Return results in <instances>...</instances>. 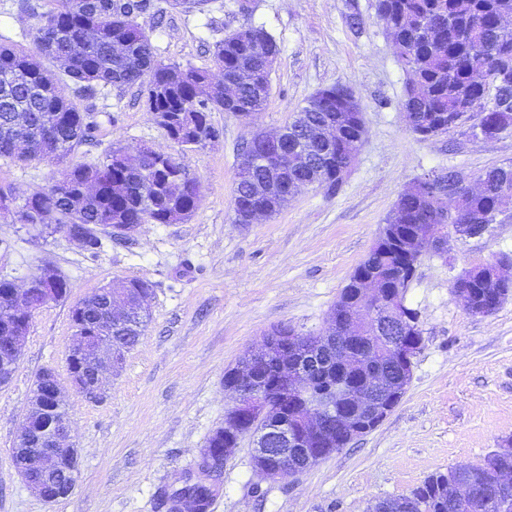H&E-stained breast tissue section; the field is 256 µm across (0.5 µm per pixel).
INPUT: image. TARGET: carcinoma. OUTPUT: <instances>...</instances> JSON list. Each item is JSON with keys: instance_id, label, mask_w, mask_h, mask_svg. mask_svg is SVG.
Segmentation results:
<instances>
[{"instance_id": "carcinoma-1", "label": "carcinoma", "mask_w": 512, "mask_h": 512, "mask_svg": "<svg viewBox=\"0 0 512 512\" xmlns=\"http://www.w3.org/2000/svg\"><path fill=\"white\" fill-rule=\"evenodd\" d=\"M380 20L398 43L399 57L409 76L402 112L408 128L422 138L439 136L465 124L470 115L459 109L463 100L488 98L493 107L480 111L479 125L505 130L512 126V81L479 84L470 71L487 62L491 55L512 54V0H381ZM150 0H59L56 8L41 14L35 24L36 53L11 43H0V158L26 163L46 161L59 167L49 186L27 196V209L11 220L13 224H91L85 252L95 256L102 247L101 234H112V226L174 224L186 220L201 199L200 180L188 166L172 156L158 162V156L141 158L136 170L120 167L122 147L113 148L104 160L69 164L67 158L87 140L92 123L67 96L92 97L112 86L139 84L149 112L168 116L171 131L183 142L197 141L220 133L211 120L214 111L236 109L262 111L270 94V71L254 55L245 38L254 35L278 46L262 27L245 26L230 33L213 47L214 65L231 78L247 69L252 84L240 89L237 106L224 104V88L211 82L210 72L183 69L157 60L150 35L137 17L150 9ZM339 102L325 106L314 98L287 125L302 138H311L317 128L335 115ZM30 112L26 123L17 113ZM306 170L292 169L276 161H264L254 138L241 148L233 211L239 217L248 205H264L270 214L279 212L309 178L322 180L339 189L353 163L339 147L321 148ZM442 183L435 193L405 195L385 219L392 235L380 236L365 259L350 275L339 299L354 297L360 273L375 270L396 280L403 256L396 250L411 234L415 224L458 227L457 214L477 219L494 216L506 200L512 199V165L490 168L481 174L484 189L477 194L459 193L450 170L440 174ZM276 183L282 195H253L265 183ZM487 264L475 265L460 277L468 286L470 306L488 308L502 303L512 293L487 277ZM146 321L122 327L133 349L143 335ZM512 459L488 455L480 464H460L429 476L410 494L383 502L380 512H458L448 490L450 482L464 479L479 490L481 512H502L492 482L495 471ZM214 491L207 485L185 483L172 497L208 504Z\"/></svg>"}]
</instances>
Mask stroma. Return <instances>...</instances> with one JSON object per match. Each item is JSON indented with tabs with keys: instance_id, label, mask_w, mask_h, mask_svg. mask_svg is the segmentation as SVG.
<instances>
[{
	"instance_id": "1",
	"label": "stroma",
	"mask_w": 512,
	"mask_h": 512,
	"mask_svg": "<svg viewBox=\"0 0 512 512\" xmlns=\"http://www.w3.org/2000/svg\"><path fill=\"white\" fill-rule=\"evenodd\" d=\"M57 0H0V38L34 50L33 27ZM157 59L213 69L215 42L262 25L279 53L262 112L241 120L210 115L218 141L183 152L147 112L139 86L77 98L93 124L73 159L98 161L115 146L150 145L183 158L202 185L191 217L143 224L97 256L61 232L43 234L0 221V278L22 279L51 267L70 284L67 300L35 313L11 382L0 386V512H169L161 492L195 477L208 437L234 402L224 372L264 334L288 325L321 331L350 274L379 237L400 194L425 175L458 171L474 182L512 163V130L473 136L464 125L423 139L401 110L406 73L376 0H209L204 9L152 0L138 16ZM343 85L364 108L363 146L341 187L317 185L278 214L238 224L232 210L241 145L254 131L287 125L317 90ZM53 168L0 160V186L15 196L46 187ZM507 260L512 276V203L479 237H452L447 256L429 254L405 294L419 313L423 345L400 404L375 430L296 478L271 483L251 465L249 444L226 462L213 512H368L375 501L409 494L427 476L478 464L512 442V296L488 315L465 309L454 283L470 267ZM148 281L151 321L103 399L70 395L71 440L79 452L72 493L40 498L16 471L12 448L39 371L67 381L73 302L122 280Z\"/></svg>"
}]
</instances>
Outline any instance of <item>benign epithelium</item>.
<instances>
[{"label": "benign epithelium", "mask_w": 512, "mask_h": 512, "mask_svg": "<svg viewBox=\"0 0 512 512\" xmlns=\"http://www.w3.org/2000/svg\"><path fill=\"white\" fill-rule=\"evenodd\" d=\"M336 97L343 103L344 115L363 112L354 92L344 86L336 88ZM256 138L271 156L287 157L292 164L308 162L307 152L296 149L288 153L282 132H257ZM45 228L62 231L78 246H84L90 226L87 224H47ZM407 263L401 275H413L422 255L428 251L444 255L448 238L440 224H421L413 233V244L407 247ZM60 274L49 268L26 279L22 288L15 289L10 306L0 308V348L5 353L19 355L31 324L34 298L50 303L58 295ZM355 301L338 304L328 318L327 326L318 334L303 335L291 329L282 333L269 332L257 351L247 352L231 367L232 380L224 387L236 394L234 405L226 411L225 432L234 425L251 422L248 434L251 463L255 472L266 480L277 482L297 477L317 465L322 455L312 453V443H332L340 431L353 441L376 429L403 399L408 383L392 388L378 371L369 369L376 347L388 350L393 359L403 365V372L413 373V359L421 349L419 319L406 311L402 303V287H392L388 280L375 272L359 275ZM147 295L138 293L125 281L112 284L107 292V305L95 324L84 332H73L67 352L71 363L69 387H64L52 369L42 374L34 386L23 428L15 442L21 453L16 469L26 484L42 499L53 502L72 492L64 481H50L52 474H67L79 469L78 450L70 443V421L63 420L46 432L33 425L51 406L66 402L68 391L98 400L106 389L104 374L115 372L122 364L124 351L110 335L111 322L127 317L141 318L147 312ZM367 342L361 354L351 355L349 345ZM277 356L273 373L285 390L279 401L270 399L265 379L259 376L256 365ZM389 390L390 399L379 398V391ZM344 402L357 406V412L345 413ZM238 445L224 449V460L217 462L211 449L201 452L198 462L202 476L215 475L222 470ZM495 487L501 495V507H512V470L495 475ZM455 499L470 512L475 509V493L468 483L455 486Z\"/></svg>", "instance_id": "1"}]
</instances>
